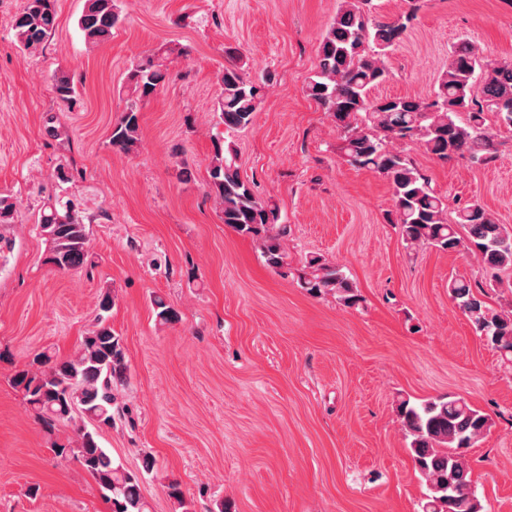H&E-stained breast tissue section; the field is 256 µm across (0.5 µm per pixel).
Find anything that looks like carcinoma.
Returning a JSON list of instances; mask_svg holds the SVG:
<instances>
[{"instance_id":"obj_1","label":"carcinoma","mask_w":512,"mask_h":512,"mask_svg":"<svg viewBox=\"0 0 512 512\" xmlns=\"http://www.w3.org/2000/svg\"><path fill=\"white\" fill-rule=\"evenodd\" d=\"M371 2L342 0L320 41L315 72L306 86L308 96L333 118L340 155L389 180L393 189L389 222L399 226L407 248L468 250L493 272L512 269V229L476 201L458 207L456 220L448 223L445 198L414 161L393 146L408 141L443 161L466 152L485 163L494 161L496 149L486 131L485 114H494L512 128V60H482L468 43L460 42L451 50L448 68L432 96L373 97L371 90L388 75L383 56L415 20L419 0H410L409 10L394 20L374 16ZM118 20L117 0H85L78 27L87 42L101 44L112 36ZM56 22L55 0H24L12 17L11 29L20 49L36 53L55 31ZM172 53L173 49L160 47L131 62L125 83L127 106L108 142L113 151L129 153L137 143L139 103L169 81ZM51 90L65 105L77 95L74 78L65 70L54 74ZM260 91L261 86L237 64L224 67L216 112L226 129H245L252 123ZM209 177L224 223L259 240L265 263L282 268L281 239L288 235V225L278 223L277 206L256 196L241 178L232 143H215ZM40 228L50 243L48 262L56 270L76 271L88 265V233L72 201L46 204ZM302 287L315 295L332 291L347 306L357 301L349 279L318 257L307 261ZM448 292L476 331L512 363V310H491L483 300L482 282L452 278ZM125 357L122 338L102 316L97 328L83 337L75 356L54 359L40 353L34 363L43 369L18 372L14 384L49 431L56 423L71 420L75 412L110 427L115 420L114 389L125 380ZM396 413L415 468L426 483L422 512H484L463 449L473 447L489 431L490 416L451 395L420 404L401 399ZM52 451L61 460L73 457L81 463L111 512H146L140 475L114 463L100 446L96 427L79 428L72 441L53 442Z\"/></svg>"}]
</instances>
